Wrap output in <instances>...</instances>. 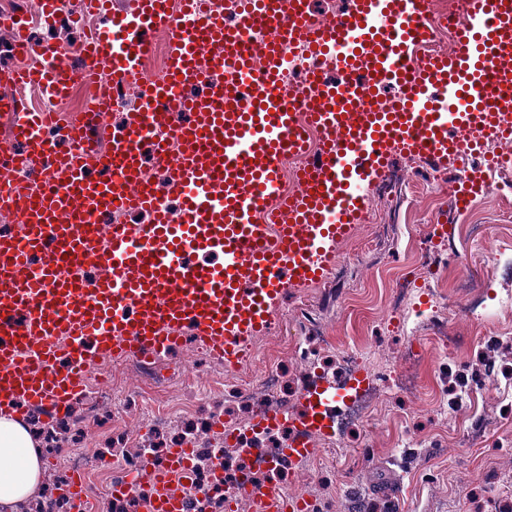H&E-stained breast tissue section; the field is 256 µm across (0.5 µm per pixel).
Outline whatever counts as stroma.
<instances>
[{
  "label": "stroma",
  "mask_w": 512,
  "mask_h": 512,
  "mask_svg": "<svg viewBox=\"0 0 512 512\" xmlns=\"http://www.w3.org/2000/svg\"><path fill=\"white\" fill-rule=\"evenodd\" d=\"M405 183L426 186L436 178L459 179L455 158H434L408 166L402 157L390 159ZM367 207L379 210L381 221L364 224L340 246L341 256L318 285L288 289L275 314L277 334L256 339L259 359L253 368L262 375L266 360L279 365L284 387L301 386L307 363L303 349L311 336L321 337L318 358L334 364L339 353L362 358L367 376L396 370L408 343L420 335L415 316L428 290L422 269V245L439 210L423 193L409 197L400 216H393L387 199L370 190ZM458 224H482L487 231L475 246H460L449 255L439 287L456 292L470 250L493 261L512 240V195L487 193L478 197ZM450 331L457 340L452 352L428 347L419 370L423 391L405 398L382 389L368 422L345 430L339 446L318 440L316 463L297 467L293 492L305 497L307 512H505L512 507V406L492 389H477L472 401L451 406L448 390L471 375L479 350L512 355V311L474 326L469 317L455 316ZM162 373L176 385L155 388L167 401L179 383L206 378L208 396L189 411L174 412L170 437L183 435L193 420L221 409L228 424L249 418L231 398L232 378L222 370L202 367L195 345H187L161 362ZM75 444L88 449L126 448L143 436L146 425L139 407L123 404L109 424L82 422Z\"/></svg>",
  "instance_id": "stroma-1"
}]
</instances>
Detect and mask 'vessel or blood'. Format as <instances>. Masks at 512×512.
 <instances>
[{
	"mask_svg": "<svg viewBox=\"0 0 512 512\" xmlns=\"http://www.w3.org/2000/svg\"><path fill=\"white\" fill-rule=\"evenodd\" d=\"M309 3L238 0L231 25L207 0H137L130 14L83 0L99 25L73 47L77 67L9 18L19 56L35 63L1 72L0 85L62 99L95 79L101 91L94 115L28 112L10 92L0 96L9 123L0 139V412L20 419L28 405L65 406L100 360L153 361L188 334L225 361L241 358L271 327L287 289L335 266L393 150L445 158L469 130L512 145V0H469L456 52L424 58L429 0H346L328 21ZM161 30L165 73L146 81L143 61ZM302 37L332 60L336 79L313 70L284 86L287 52ZM119 89L135 91L139 105L110 128L106 108ZM303 119L323 135L319 158L265 223L280 160L302 145ZM150 160L167 174L165 191L149 182ZM132 210L152 223H122ZM210 253L222 262L201 263ZM365 380L358 373L345 387L306 391L296 420L280 411L253 417L259 431L297 429L269 469L315 455L316 437L331 436L337 408ZM191 455L182 446L164 462L131 465L113 477L112 492L134 500L148 483L156 495L145 512H184L177 485L194 480ZM208 486L222 493L224 512L243 498L254 512L305 508L300 498L286 506L243 472Z\"/></svg>",
	"mask_w": 512,
	"mask_h": 512,
	"instance_id": "vessel-or-blood-1",
	"label": "vessel or blood"
}]
</instances>
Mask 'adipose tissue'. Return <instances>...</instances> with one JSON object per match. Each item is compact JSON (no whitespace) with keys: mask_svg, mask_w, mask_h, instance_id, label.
Here are the masks:
<instances>
[{"mask_svg":"<svg viewBox=\"0 0 512 512\" xmlns=\"http://www.w3.org/2000/svg\"><path fill=\"white\" fill-rule=\"evenodd\" d=\"M0 504L18 506L32 497L43 480L39 443L29 427L0 414Z\"/></svg>","mask_w":512,"mask_h":512,"instance_id":"1","label":"adipose tissue"}]
</instances>
